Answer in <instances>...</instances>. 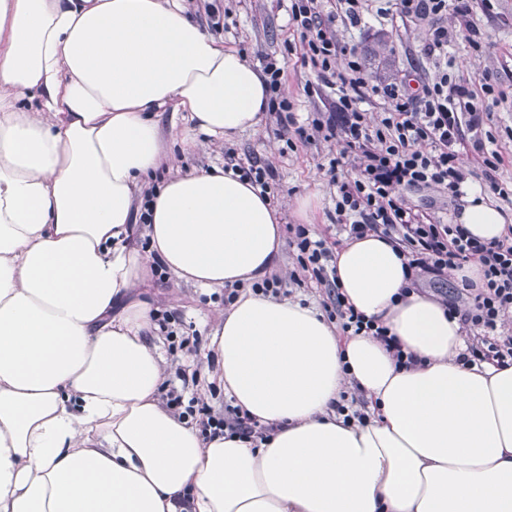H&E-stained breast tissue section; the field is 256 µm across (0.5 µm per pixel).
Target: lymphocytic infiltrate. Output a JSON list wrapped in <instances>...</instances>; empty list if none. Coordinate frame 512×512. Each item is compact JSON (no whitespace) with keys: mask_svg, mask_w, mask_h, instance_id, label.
Segmentation results:
<instances>
[{"mask_svg":"<svg viewBox=\"0 0 512 512\" xmlns=\"http://www.w3.org/2000/svg\"><path fill=\"white\" fill-rule=\"evenodd\" d=\"M447 11L453 12L460 26L470 27L472 0H398L400 18L432 22L420 50L422 57L447 58L450 32L440 21ZM362 20V0H336L330 11L323 0H293L290 22L300 33L304 57L330 90L324 112L308 125L296 127L295 133L307 144L336 141L339 151L328 161L329 172L344 165L356 172L355 179L339 186L336 224L352 238L376 234L403 255L411 291L432 288L446 314L458 319L465 330L470 344L459 355V363L511 365L512 336L496 335L495 330L502 317L512 312V233L493 242L480 241L462 225L431 218L395 193L402 186L456 197L468 176L459 161L465 146L481 159L487 172H495L500 155L488 148L482 133L488 109L444 67L414 94L402 85L370 83L356 48L342 44L336 33L337 25L355 27ZM374 103L379 106L375 112L370 109ZM290 231L297 250V273L287 279L272 275L254 284V291L275 294L287 281L310 275L325 286L332 315L346 335L377 339L396 365H403L405 354L388 327L346 304L336 282L334 253L326 240L312 239L301 224ZM468 264L480 267V281L466 280L459 288L447 289L449 271ZM166 406L180 417L192 418L206 440L224 432L263 440L270 433L268 426L238 407L228 404L217 412L207 403L185 400L175 388L168 391Z\"/></svg>","mask_w":512,"mask_h":512,"instance_id":"lymphocytic-infiltrate-1","label":"lymphocytic infiltrate"}]
</instances>
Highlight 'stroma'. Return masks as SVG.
Wrapping results in <instances>:
<instances>
[{"label": "stroma", "mask_w": 512, "mask_h": 512, "mask_svg": "<svg viewBox=\"0 0 512 512\" xmlns=\"http://www.w3.org/2000/svg\"><path fill=\"white\" fill-rule=\"evenodd\" d=\"M492 4L488 11L475 6L472 15L475 29L481 38L490 39V46L474 45L470 34L458 32L448 46V73L475 87L485 73L501 75L508 99L492 106L485 130L502 156L495 178L504 193L498 196L488 192L484 198L512 217V0H492ZM290 5V0H185L188 13L209 35L250 63H258L260 55L266 53L286 59L281 93L291 102L297 124L305 125L324 106L319 99L317 73L304 62L300 35L288 20ZM429 27L426 20L393 22L372 12L365 15L359 27L342 26L338 34L361 50L371 79L413 85L435 72V62L419 55ZM158 122L168 159L156 172V182L223 165L224 153L230 150L241 163L257 160L273 169L269 197L282 224H302L312 236L330 243L345 242L347 235L339 231L334 220L337 188L322 167L325 157L335 150V141L303 144L288 128L266 115L256 129L224 140L201 133L196 146L189 147L180 141L188 123L186 113L170 105L159 112ZM137 294L152 311L170 315L178 335L194 334L199 338L197 354L179 361L171 354L164 334L152 330L150 341L162 352L168 382H176L179 365L190 366L199 375L196 384L189 387L188 396H202L214 409L223 408L224 391L214 381L215 371L208 365L209 333L224 310L223 289L204 290L179 283L157 267Z\"/></svg>", "instance_id": "1"}]
</instances>
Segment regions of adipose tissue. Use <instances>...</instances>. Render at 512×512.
Instances as JSON below:
<instances>
[{"label": "adipose tissue", "mask_w": 512, "mask_h": 512, "mask_svg": "<svg viewBox=\"0 0 512 512\" xmlns=\"http://www.w3.org/2000/svg\"><path fill=\"white\" fill-rule=\"evenodd\" d=\"M259 67L182 0H0V512H512V365L464 366L458 320L407 293L376 235L337 249L347 304L413 364L339 336L313 308L253 293L283 245L268 195L233 171L157 187L148 253L135 193L172 104L217 138L255 129ZM458 222L506 217L465 189ZM157 257L178 281L245 289L211 333L219 386L272 432L203 440L161 404L163 358L133 295ZM365 423L335 406L345 387Z\"/></svg>", "instance_id": "ef3b65f1"}]
</instances>
